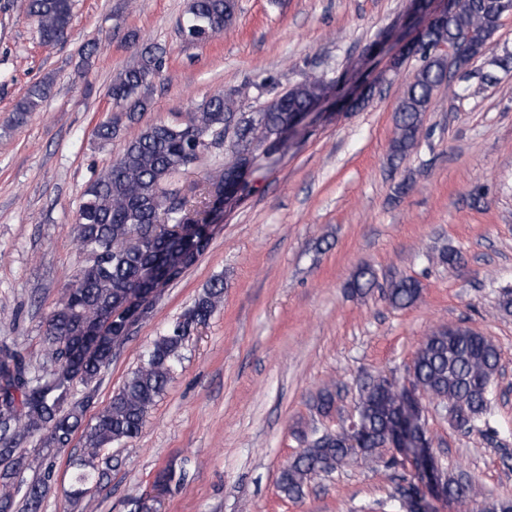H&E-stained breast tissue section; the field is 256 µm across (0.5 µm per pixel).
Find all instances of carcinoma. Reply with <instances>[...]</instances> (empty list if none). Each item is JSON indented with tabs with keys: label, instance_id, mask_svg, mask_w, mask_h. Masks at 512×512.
Wrapping results in <instances>:
<instances>
[{
	"label": "carcinoma",
	"instance_id": "carcinoma-1",
	"mask_svg": "<svg viewBox=\"0 0 512 512\" xmlns=\"http://www.w3.org/2000/svg\"><path fill=\"white\" fill-rule=\"evenodd\" d=\"M236 0H191L178 33L191 43L207 42L234 21ZM27 14L38 24L40 40L64 42L70 35L72 0H25ZM512 12V0H459L455 10L432 22L415 53L422 64L403 89L395 115L393 157L404 159L419 144L422 114L448 76L447 62L436 52L463 33L478 46L490 43L500 19ZM165 52L147 49L113 79L111 114L95 129L105 144L119 137L147 110L151 93L163 77ZM328 83L309 75L285 91L248 110L251 90L263 85L245 83L213 94L198 103L186 121L173 120L143 126L126 140L112 165L92 179L82 194L76 216L77 249L82 264L69 278L61 298L46 319V360L34 363L20 352L0 347V512H12L21 496L20 512H41L55 483L53 465L39 462L22 447L34 441L41 448H66L82 431L83 446L72 461L74 469L65 496L84 498L91 487L109 478L112 459L105 449L137 438L156 400L164 393L183 358L186 342L224 301V280L215 278L165 333L156 337L140 364L98 413L93 424L85 417L93 396L75 398L74 382L88 386L108 367L118 343L128 339L126 325L135 301L155 289L150 272L169 280L181 276L209 244L204 225L212 211L224 204V191L253 170L258 158L281 146L296 117L309 111L325 95ZM49 84H33L16 105V122L38 109ZM224 156L213 163L204 180L192 187L191 201L180 176L207 157ZM375 284L371 268L362 267L350 288L361 292ZM421 286L412 278L390 281L385 297L395 307L412 305ZM500 368L498 348L471 330L460 333L442 327L421 341L412 362L415 385L446 411L456 428L472 427L484 413L491 383ZM358 413L364 432L351 444L349 429L325 433L285 466L279 489L300 499L320 475H331L367 459L381 460L382 446L402 427L427 431L422 411L405 401L386 378L370 383ZM33 471L30 481L25 471ZM448 497L468 510L481 501V512H512L510 498H483L476 486L452 475L442 477ZM406 512H427L410 488H403Z\"/></svg>",
	"mask_w": 512,
	"mask_h": 512
}]
</instances>
